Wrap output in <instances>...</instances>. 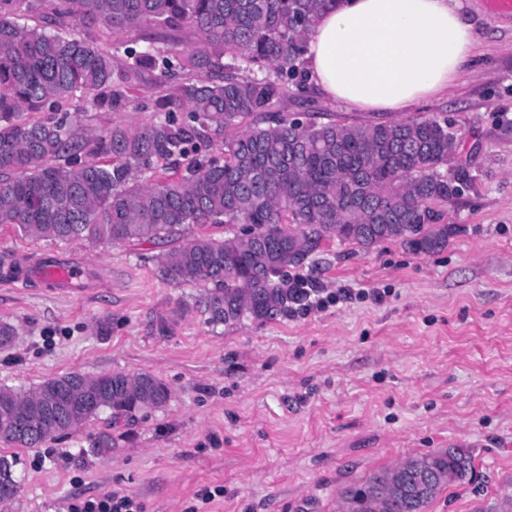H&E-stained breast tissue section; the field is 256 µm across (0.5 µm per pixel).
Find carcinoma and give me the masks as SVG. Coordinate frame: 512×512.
<instances>
[{
  "label": "carcinoma",
  "mask_w": 512,
  "mask_h": 512,
  "mask_svg": "<svg viewBox=\"0 0 512 512\" xmlns=\"http://www.w3.org/2000/svg\"><path fill=\"white\" fill-rule=\"evenodd\" d=\"M0 0V225L33 239L88 244L178 240L193 224L224 226L156 256L159 276L201 283L195 306L218 326L298 309L292 275L324 239L419 252L448 244V205L469 175L437 118L339 121L310 106L307 42L339 0H27L40 25ZM112 28L106 47L85 30ZM134 129L83 125L87 98L114 112L144 83ZM149 373H81L29 391L0 387V442L34 448L110 410L163 407ZM0 455V502L18 491ZM473 468L459 448L410 456L346 497V512H424Z\"/></svg>",
  "instance_id": "obj_1"
}]
</instances>
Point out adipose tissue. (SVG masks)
Here are the masks:
<instances>
[{"label":"adipose tissue","instance_id":"ef3b65f1","mask_svg":"<svg viewBox=\"0 0 512 512\" xmlns=\"http://www.w3.org/2000/svg\"><path fill=\"white\" fill-rule=\"evenodd\" d=\"M474 46L454 0H340L318 20L306 60L330 101L389 114L446 93Z\"/></svg>","mask_w":512,"mask_h":512}]
</instances>
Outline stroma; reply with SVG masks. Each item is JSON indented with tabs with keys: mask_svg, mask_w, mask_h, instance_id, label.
Masks as SVG:
<instances>
[{
	"mask_svg": "<svg viewBox=\"0 0 512 512\" xmlns=\"http://www.w3.org/2000/svg\"><path fill=\"white\" fill-rule=\"evenodd\" d=\"M456 4L475 50L447 93L407 116L448 121L454 163L471 177L448 207L460 231L433 253L324 240L297 275L321 296L348 288L355 299L216 327L194 306L200 286L160 278V246L32 240L0 226V260L55 252L91 270L78 295L0 285V321L16 329L0 349V386L147 372L171 391L164 408L104 412L37 448L0 443L19 481L0 512H68L109 490L133 494L142 512H341L375 472L442 448L469 449L473 470L426 512H512V14ZM150 93L130 87L123 112L87 104L88 126L148 122L135 106ZM102 431L112 452L92 454Z\"/></svg>",
	"mask_w": 512,
	"mask_h": 512,
	"instance_id": "35a3bbf8",
	"label": "stroma"
}]
</instances>
